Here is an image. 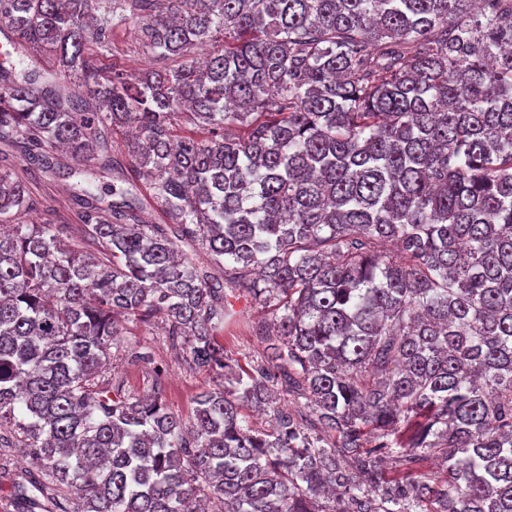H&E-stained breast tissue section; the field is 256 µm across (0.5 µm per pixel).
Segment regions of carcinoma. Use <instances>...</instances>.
Segmentation results:
<instances>
[{
	"label": "carcinoma",
	"instance_id": "cac0c4a2",
	"mask_svg": "<svg viewBox=\"0 0 512 512\" xmlns=\"http://www.w3.org/2000/svg\"><path fill=\"white\" fill-rule=\"evenodd\" d=\"M134 16L139 76L104 63ZM0 24L30 59L0 66V142L70 178L57 149L116 171L131 124L166 218L79 190L81 240L0 231L21 512H512V0H0ZM37 207L1 164L0 226ZM241 298L273 316L245 367L216 339ZM156 318L213 376L190 423L161 374L103 375Z\"/></svg>",
	"mask_w": 512,
	"mask_h": 512
}]
</instances>
